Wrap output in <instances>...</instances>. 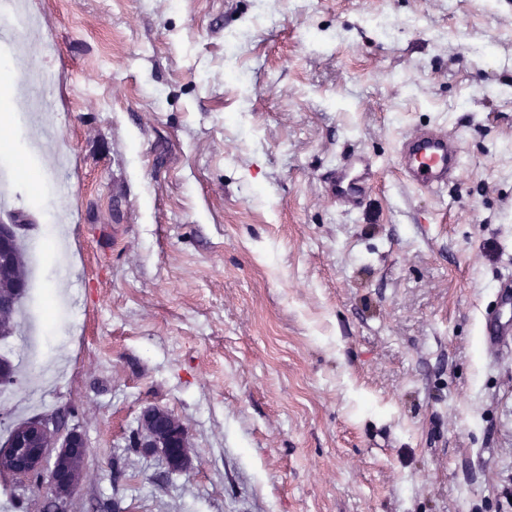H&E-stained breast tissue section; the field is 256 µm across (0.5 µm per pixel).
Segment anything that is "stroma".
<instances>
[{
    "label": "stroma",
    "mask_w": 512,
    "mask_h": 512,
    "mask_svg": "<svg viewBox=\"0 0 512 512\" xmlns=\"http://www.w3.org/2000/svg\"><path fill=\"white\" fill-rule=\"evenodd\" d=\"M25 9L0 222L44 290L0 340V442L67 413L88 448L68 512H512V349L479 335L512 274V0ZM31 65L62 169L18 105ZM435 126L462 147L439 194L398 171ZM352 152L374 180L349 212L324 180ZM148 406L188 428L187 472L128 448Z\"/></svg>",
    "instance_id": "35a3bbf8"
}]
</instances>
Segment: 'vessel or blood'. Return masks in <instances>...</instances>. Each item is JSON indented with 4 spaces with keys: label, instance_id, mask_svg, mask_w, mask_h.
<instances>
[{
    "label": "vessel or blood",
    "instance_id": "b4317fda",
    "mask_svg": "<svg viewBox=\"0 0 512 512\" xmlns=\"http://www.w3.org/2000/svg\"><path fill=\"white\" fill-rule=\"evenodd\" d=\"M400 169L412 186L428 192H439L457 182L461 168V144L458 137L442 128H417L401 140ZM373 174L371 161L352 154L325 181L327 195L336 202L356 210L360 207ZM483 346L487 353L497 354L512 341V330L495 314L482 318Z\"/></svg>",
    "mask_w": 512,
    "mask_h": 512
}]
</instances>
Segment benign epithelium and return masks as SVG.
Wrapping results in <instances>:
<instances>
[{
    "label": "benign epithelium",
    "mask_w": 512,
    "mask_h": 512,
    "mask_svg": "<svg viewBox=\"0 0 512 512\" xmlns=\"http://www.w3.org/2000/svg\"><path fill=\"white\" fill-rule=\"evenodd\" d=\"M17 241V226L0 224V256H8ZM128 447L161 456L168 473L191 467V441L187 427L175 415L158 407L142 410ZM87 444L76 427L57 417H34L16 427L0 445V475L26 483L45 477L46 504L69 502L85 476Z\"/></svg>",
    "instance_id": "benign-epithelium-1"
}]
</instances>
